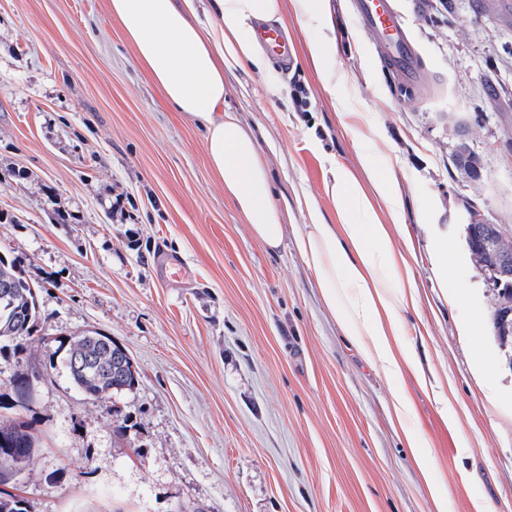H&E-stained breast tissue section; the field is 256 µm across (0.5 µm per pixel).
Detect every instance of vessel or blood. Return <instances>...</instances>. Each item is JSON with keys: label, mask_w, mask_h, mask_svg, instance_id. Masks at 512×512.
I'll use <instances>...</instances> for the list:
<instances>
[{"label": "vessel or blood", "mask_w": 512, "mask_h": 512, "mask_svg": "<svg viewBox=\"0 0 512 512\" xmlns=\"http://www.w3.org/2000/svg\"><path fill=\"white\" fill-rule=\"evenodd\" d=\"M355 10L361 27L381 49L385 60L406 84H414L421 68L419 54L394 0H356ZM257 36L270 52L290 59V46L279 28L261 27Z\"/></svg>", "instance_id": "vessel-or-blood-1"}]
</instances>
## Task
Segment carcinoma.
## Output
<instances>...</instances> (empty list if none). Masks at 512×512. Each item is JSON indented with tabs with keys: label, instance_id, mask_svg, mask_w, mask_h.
Returning a JSON list of instances; mask_svg holds the SVG:
<instances>
[{
	"label": "carcinoma",
	"instance_id": "cac0c4a2",
	"mask_svg": "<svg viewBox=\"0 0 512 512\" xmlns=\"http://www.w3.org/2000/svg\"><path fill=\"white\" fill-rule=\"evenodd\" d=\"M502 233L496 224H475L470 227L468 245H473L480 239H487L492 235ZM475 262L480 269H494L495 277L506 275L504 284L498 291V307L494 310L496 325L501 337H512V257L507 262L486 253L476 256ZM10 290V304L12 308L9 315H4L0 308V331L11 333L13 339H0V349L13 346L15 353L27 352L28 341L34 336L37 321V308L35 302V285L25 280L16 270L12 262L0 257V289ZM101 339V344H110V354H100L102 371L98 374L78 376L70 374L73 382L88 396L106 403L115 395L131 391L139 383V375L131 371V358L128 353L117 345L112 337L101 332L87 330L79 335H73L67 340L59 341V349L69 353L80 344H90L93 338ZM7 435L13 440L25 444L29 457L24 465H29L32 455L37 447L35 436L30 431L27 421L21 418H7L0 420V436ZM0 512H28L24 498L3 493L0 491Z\"/></svg>",
	"mask_w": 512,
	"mask_h": 512
}]
</instances>
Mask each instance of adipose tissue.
<instances>
[{"instance_id": "ef3b65f1", "label": "adipose tissue", "mask_w": 512, "mask_h": 512, "mask_svg": "<svg viewBox=\"0 0 512 512\" xmlns=\"http://www.w3.org/2000/svg\"><path fill=\"white\" fill-rule=\"evenodd\" d=\"M109 5L135 45L139 64L179 112L204 128L209 165L225 195L245 216L253 236L277 251L288 209L273 195L257 140L223 109L224 72L253 65L263 71L268 91L279 94L280 73L268 61L255 24L283 19L291 10L311 29L303 50L319 83L331 86L336 81L330 63L336 27L330 0H110ZM360 120L357 112L339 115L353 138L359 168L330 165L324 191L336 207V223L304 197L309 222L294 243L342 336L384 377L395 420L434 510L448 512V497L423 452L427 439L416 422L409 383H416L449 427L460 428L461 421L449 409L448 392L424 347L406 330L409 315L420 309L413 273L417 257L412 247L400 244L407 219L395 166L384 153L386 140L361 133ZM427 254L443 298L464 303L453 286L456 246L435 237Z\"/></svg>"}]
</instances>
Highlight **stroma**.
Returning <instances> with one entry per match:
<instances>
[{
    "label": "stroma",
    "mask_w": 512,
    "mask_h": 512,
    "mask_svg": "<svg viewBox=\"0 0 512 512\" xmlns=\"http://www.w3.org/2000/svg\"><path fill=\"white\" fill-rule=\"evenodd\" d=\"M394 2L430 70L420 92L399 85L352 0H332V90L304 60L292 16L281 95L256 67L224 73V109L255 136L288 204L289 238L270 253L215 178L203 129L137 65L109 0H0V255L37 287L30 349L44 366L25 415L40 446L16 487L28 512H432L384 380L340 335L292 241L308 221L298 197L334 217L330 163L357 164L338 102L386 138L418 253L438 235L466 255L474 213L512 234V0H448L438 19L426 0ZM296 84L307 110L290 102ZM462 141L479 182L456 167ZM428 202L429 228L414 218ZM174 259L188 280L168 278ZM416 277L424 344L467 409L448 436L466 434L471 456L428 448L448 512H472L477 496L512 512V342L486 320V379L460 331L494 290L467 256L455 286L469 303H446L428 263ZM84 330L130 353L134 390L102 404L52 363L59 338ZM119 411L133 422L122 437ZM462 466L473 484L460 483Z\"/></svg>",
    "instance_id": "1"
}]
</instances>
